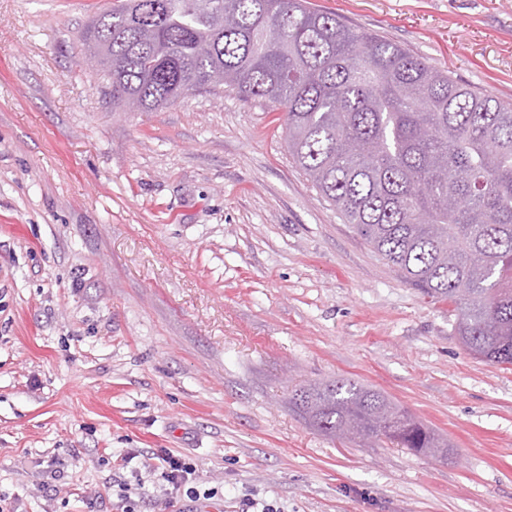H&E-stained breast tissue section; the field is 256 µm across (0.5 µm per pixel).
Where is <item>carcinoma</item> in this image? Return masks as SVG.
I'll use <instances>...</instances> for the list:
<instances>
[{"mask_svg":"<svg viewBox=\"0 0 512 512\" xmlns=\"http://www.w3.org/2000/svg\"><path fill=\"white\" fill-rule=\"evenodd\" d=\"M118 108L167 107L214 74L284 115L288 154L383 259L455 305L453 335L512 366V104L307 0H121L83 32ZM327 436L414 455L447 439L349 379L294 390Z\"/></svg>","mask_w":512,"mask_h":512,"instance_id":"obj_1","label":"carcinoma"}]
</instances>
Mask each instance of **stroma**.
<instances>
[{"instance_id":"obj_1","label":"stroma","mask_w":512,"mask_h":512,"mask_svg":"<svg viewBox=\"0 0 512 512\" xmlns=\"http://www.w3.org/2000/svg\"><path fill=\"white\" fill-rule=\"evenodd\" d=\"M118 0H0V512H512V368L366 244L291 157L278 113L199 91L113 110L82 31ZM512 102V0H312ZM349 378L448 459L338 439L288 398ZM148 459L155 462L151 464L154 473L159 470L161 471L160 476L169 486L167 491H170V494L174 495L172 496V501L169 503L171 506L174 507V503H178L177 499L181 501V499L185 500V497L190 502L200 500L201 492L193 478L196 472L193 464L187 463L180 456H176L170 452L161 454L152 452L151 457H148ZM189 484L195 486H190L185 490V487Z\"/></svg>"}]
</instances>
